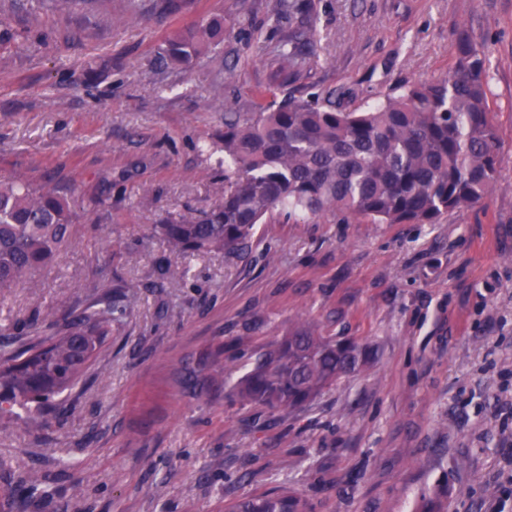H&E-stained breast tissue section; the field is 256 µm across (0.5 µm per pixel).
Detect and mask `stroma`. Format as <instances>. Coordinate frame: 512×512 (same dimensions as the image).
Listing matches in <instances>:
<instances>
[{
	"mask_svg": "<svg viewBox=\"0 0 512 512\" xmlns=\"http://www.w3.org/2000/svg\"><path fill=\"white\" fill-rule=\"evenodd\" d=\"M275 2L142 0L135 14L105 0L33 19L0 0V179L71 189L77 213L56 263L0 297V328L29 334L35 311L84 302L102 276L139 295L49 431H0V463L56 476L34 487L0 470V512H224L284 487L314 512H420L427 496L512 512V0H315L305 90L345 110L445 75L458 29L483 45L503 147L480 203L436 224L280 216L243 258L170 252L154 224L221 195L224 107L252 110L272 80L261 50L300 26ZM213 12L219 52L162 60L170 34ZM302 322L357 340L369 366L292 414L233 401L251 351Z\"/></svg>",
	"mask_w": 512,
	"mask_h": 512,
	"instance_id": "1",
	"label": "stroma"
}]
</instances>
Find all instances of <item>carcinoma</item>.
Listing matches in <instances>:
<instances>
[{
  "instance_id": "obj_1",
  "label": "carcinoma",
  "mask_w": 512,
  "mask_h": 512,
  "mask_svg": "<svg viewBox=\"0 0 512 512\" xmlns=\"http://www.w3.org/2000/svg\"><path fill=\"white\" fill-rule=\"evenodd\" d=\"M101 0H50L53 13L91 10ZM303 32L282 36L265 64L276 79L258 90L252 112L224 111V189L201 209L160 219L155 229L183 254L242 257L256 226L275 214L311 220L325 215L373 224H435L471 207L496 180L502 133L487 94L489 62L462 31L448 76L406 87L373 105L342 110L329 98L276 101L280 87L307 79ZM224 45V15L210 14L170 35L163 58L188 66ZM76 214L68 195L49 183L34 188L0 182V293L28 281L73 241ZM139 297L114 283L90 301L58 315L48 309L29 336L0 330V422L34 412L33 431L48 428L59 398L87 375ZM369 354L299 325L281 342L254 352L250 372L234 387L243 406L292 412L342 377L361 371ZM19 481L39 485L51 473L15 465ZM228 512H311L288 489L244 497Z\"/></svg>"
}]
</instances>
